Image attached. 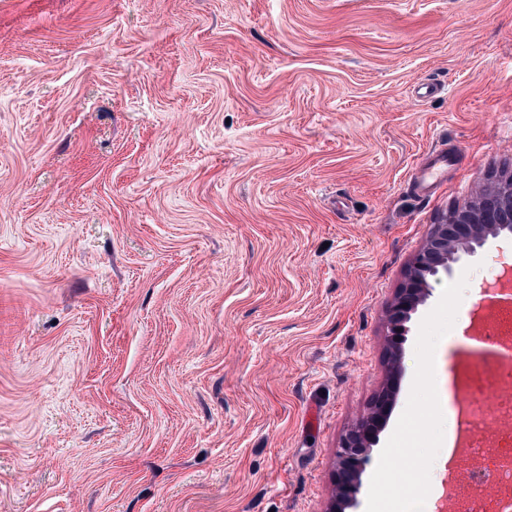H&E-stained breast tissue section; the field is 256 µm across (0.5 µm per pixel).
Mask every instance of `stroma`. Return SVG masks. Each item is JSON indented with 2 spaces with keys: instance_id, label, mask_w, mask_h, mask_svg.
Wrapping results in <instances>:
<instances>
[{
  "instance_id": "stroma-1",
  "label": "stroma",
  "mask_w": 512,
  "mask_h": 512,
  "mask_svg": "<svg viewBox=\"0 0 512 512\" xmlns=\"http://www.w3.org/2000/svg\"><path fill=\"white\" fill-rule=\"evenodd\" d=\"M504 174L512 0H0V512H329L389 384L349 512H444L512 239L386 310ZM448 172V155L443 152L435 154L421 169L420 175L413 185L414 192L422 197L431 195L444 180ZM392 405L390 394L380 395L344 435L338 449L341 470L336 476V501L351 506L358 492L356 473L362 467L368 448L375 441L377 433Z\"/></svg>"
}]
</instances>
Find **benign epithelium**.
I'll return each mask as SVG.
<instances>
[{"label":"benign epithelium","mask_w":512,"mask_h":512,"mask_svg":"<svg viewBox=\"0 0 512 512\" xmlns=\"http://www.w3.org/2000/svg\"><path fill=\"white\" fill-rule=\"evenodd\" d=\"M503 192L501 185L492 183L485 187L484 205L476 224H458L457 211H452L445 224H437L421 250L415 255L411 272L399 288L388 307V346L399 347L403 322L409 318L427 292V277L439 271H449L452 263L459 259L457 250L464 246L471 253L482 246L488 237L512 236V211L504 209L498 201ZM392 405L390 394L380 395L344 435L338 449L341 470L336 476V501L350 506L353 504L359 485L356 473L362 467L368 448L375 441L377 433Z\"/></svg>","instance_id":"7a95c632"}]
</instances>
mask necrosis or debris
Wrapping results in <instances>:
<instances>
[{
  "instance_id": "1",
  "label": "necrosis or debris",
  "mask_w": 512,
  "mask_h": 512,
  "mask_svg": "<svg viewBox=\"0 0 512 512\" xmlns=\"http://www.w3.org/2000/svg\"><path fill=\"white\" fill-rule=\"evenodd\" d=\"M463 371L469 409L458 429L471 438L460 485L466 512H512V448L498 442L502 436L512 439V359H498L486 370L467 358ZM489 394L494 401L488 405Z\"/></svg>"
}]
</instances>
